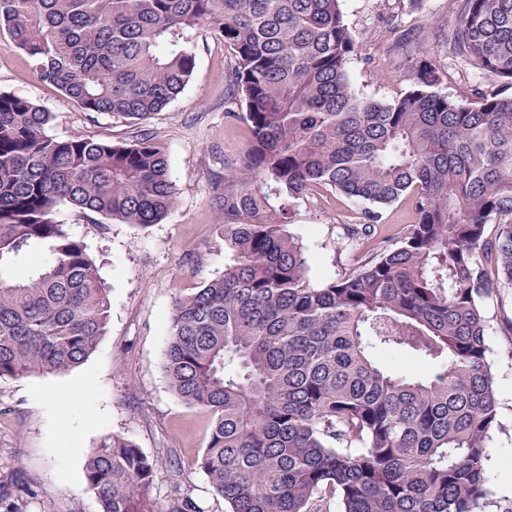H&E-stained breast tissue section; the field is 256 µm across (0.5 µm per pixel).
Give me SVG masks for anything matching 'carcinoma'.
Returning <instances> with one entry per match:
<instances>
[{"instance_id": "carcinoma-1", "label": "carcinoma", "mask_w": 512, "mask_h": 512, "mask_svg": "<svg viewBox=\"0 0 512 512\" xmlns=\"http://www.w3.org/2000/svg\"><path fill=\"white\" fill-rule=\"evenodd\" d=\"M344 0H0V34L83 111L146 121L186 87L196 30L232 51L224 112L250 139L224 159L213 206L224 271L172 306L162 367L171 390L212 414L196 459L228 512H496L486 443L499 427L483 302L512 285V0H460L450 53L499 88L473 100L418 84L359 96ZM245 105L239 113L235 107ZM52 114L0 91V380L65 372L96 351L107 288L60 206L148 227L175 204L162 145L60 140ZM321 190L413 223L394 247L321 288L287 229ZM495 233H487L489 225ZM399 354L396 370L386 356ZM154 462L121 435L85 462L101 512H153ZM20 480L0 512H27Z\"/></svg>"}]
</instances>
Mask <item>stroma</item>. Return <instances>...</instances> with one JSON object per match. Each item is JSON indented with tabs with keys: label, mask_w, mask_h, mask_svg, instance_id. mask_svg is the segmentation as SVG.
<instances>
[{
	"label": "stroma",
	"mask_w": 512,
	"mask_h": 512,
	"mask_svg": "<svg viewBox=\"0 0 512 512\" xmlns=\"http://www.w3.org/2000/svg\"><path fill=\"white\" fill-rule=\"evenodd\" d=\"M345 21L357 42L349 72L362 97L388 100L410 90L422 60L438 69V93L453 99L483 90L452 57L440 35L459 23L456 0H345ZM416 38L400 39L401 30ZM196 66L185 89L145 124L110 114L83 112L56 88L41 83L27 59L0 37V91L43 106L53 115L50 135L93 139L116 145L149 130L168 157L176 200L158 224L138 227L94 215L75 216L69 206L57 214L84 241L95 259L111 302L107 333L96 352L65 373L0 380V484L23 474L37 495L29 512H99L84 481L88 454L107 436L132 440L155 460L154 512H166L178 494L190 496L203 512H225L196 458L207 443L211 415L182 402L162 369L169 317L175 297L221 273L224 226L211 205L215 173L225 158L247 144L249 129L224 115V70L231 60L210 30L197 34ZM362 203L341 194L298 200L290 230L311 259L310 278L321 286L351 271L380 247L402 236L413 220L403 204L388 209L372 227L365 249H341L343 227L360 218ZM497 390L500 423L487 443L489 459L512 458V286L495 288L484 303ZM85 397L71 401L74 383Z\"/></svg>",
	"instance_id": "obj_1"
}]
</instances>
